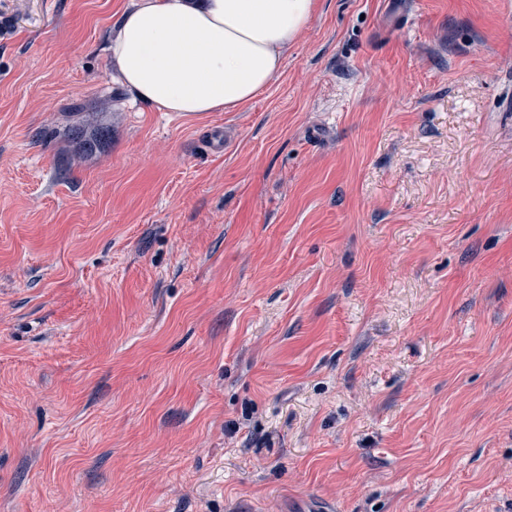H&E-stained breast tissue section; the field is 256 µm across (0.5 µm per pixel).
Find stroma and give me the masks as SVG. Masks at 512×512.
<instances>
[{
	"mask_svg": "<svg viewBox=\"0 0 512 512\" xmlns=\"http://www.w3.org/2000/svg\"><path fill=\"white\" fill-rule=\"evenodd\" d=\"M388 2L181 116L0 0V512H512V0ZM62 136L71 144L73 159L84 160L100 152L110 136L109 126L84 119L81 123L67 128Z\"/></svg>",
	"mask_w": 512,
	"mask_h": 512,
	"instance_id": "obj_1",
	"label": "stroma"
}]
</instances>
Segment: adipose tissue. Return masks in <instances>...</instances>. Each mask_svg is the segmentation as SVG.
<instances>
[{
	"label": "adipose tissue",
	"mask_w": 512,
	"mask_h": 512,
	"mask_svg": "<svg viewBox=\"0 0 512 512\" xmlns=\"http://www.w3.org/2000/svg\"><path fill=\"white\" fill-rule=\"evenodd\" d=\"M316 9L317 0H135L114 24L112 60L160 111H230L273 82Z\"/></svg>",
	"instance_id": "ef3b65f1"
}]
</instances>
